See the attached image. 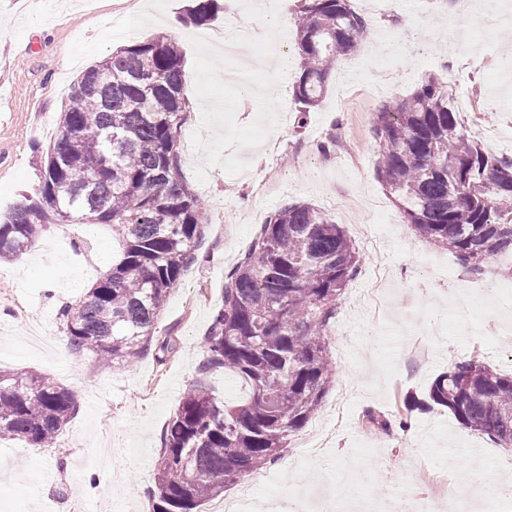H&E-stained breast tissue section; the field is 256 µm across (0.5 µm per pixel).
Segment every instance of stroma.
<instances>
[{
    "label": "stroma",
    "mask_w": 512,
    "mask_h": 512,
    "mask_svg": "<svg viewBox=\"0 0 512 512\" xmlns=\"http://www.w3.org/2000/svg\"><path fill=\"white\" fill-rule=\"evenodd\" d=\"M458 0H386L369 16L356 52L330 73L321 105L298 112L291 73H276L272 53L297 57L289 27L301 0H272L278 29L263 26L260 0H226L211 24L184 19L187 0H151L135 19L124 0H0V214L38 197L40 158L52 144L67 96L83 71L112 51L161 34L160 18L178 22L192 103L183 132L198 142L182 172L204 204L195 261L171 291L155 329L156 344L136 363L98 367L94 356L60 353L61 306L85 296L83 281L108 272L112 228L48 224L30 253L0 263V370L34 371L71 390L79 410L66 444L35 448L0 440V512H150L161 435L186 389L199 377L203 339L223 303L224 282L272 211L305 201L327 209L359 253V273L336 305L330 354L336 376L318 412L292 433L266 467L248 512H285L290 493L315 482L340 488L345 512L355 500L379 506L424 492L425 473L444 477V501L466 494L479 512H512L495 490L512 475V447L463 428L448 409L407 411L454 360L477 357L512 371V318L497 315L495 293L478 283L512 281V267L488 259L475 274L406 224L378 180L374 125L379 109L406 97L422 77L446 82L467 134L512 157V0L495 1L508 21L483 29ZM260 26L245 60L216 55L206 34ZM272 89L256 101L248 89ZM218 108L223 138L206 132L201 113ZM382 245L389 270L377 309L361 302L374 261L365 241ZM168 350H159L160 342ZM345 415L336 417L335 402ZM389 422L369 426L368 415Z\"/></svg>",
    "instance_id": "35a3bbf8"
}]
</instances>
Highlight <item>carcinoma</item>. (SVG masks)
Returning <instances> with one entry per match:
<instances>
[{"label":"carcinoma","instance_id":"cac0c4a2","mask_svg":"<svg viewBox=\"0 0 512 512\" xmlns=\"http://www.w3.org/2000/svg\"><path fill=\"white\" fill-rule=\"evenodd\" d=\"M223 11L224 0H194L187 21L205 25ZM368 29L351 0H304L294 17L299 111L320 105L330 71ZM189 108L176 37L112 52L72 87L44 157L40 203H19L0 219V260L35 248L51 218L112 227V270L60 312L72 351H92L103 365L146 352L194 260L202 203L182 177L179 152ZM374 130L378 178L419 236L473 271L512 255V157L467 136L448 86L427 78L384 106ZM357 268L354 244L314 205L291 202L268 216L224 284L200 377L163 432L151 512H196L288 447L336 375L328 326ZM222 370L246 382L244 402L211 395L206 377ZM435 405L501 446L512 442V372L479 358L455 361L408 410ZM76 413L74 395L53 378L0 373V439L48 447Z\"/></svg>","mask_w":512,"mask_h":512}]
</instances>
